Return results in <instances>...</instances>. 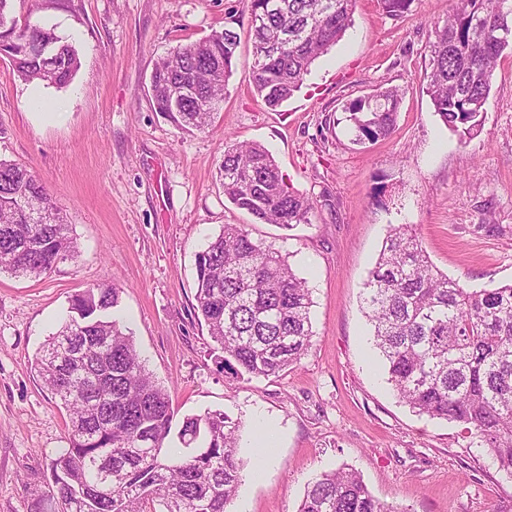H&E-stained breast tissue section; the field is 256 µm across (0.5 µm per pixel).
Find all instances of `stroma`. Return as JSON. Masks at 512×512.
Returning <instances> with one entry per match:
<instances>
[{
    "mask_svg": "<svg viewBox=\"0 0 512 512\" xmlns=\"http://www.w3.org/2000/svg\"><path fill=\"white\" fill-rule=\"evenodd\" d=\"M452 0L401 17L358 0L344 37L277 109L251 82L242 0H14L19 21L55 27L80 60L63 88L27 83L0 56V157L30 167L67 216L76 261L39 279L0 275V512H52L50 464L67 414L33 363L85 288L122 286L119 315L174 423L221 410L240 423L246 476L235 512H297L307 483L347 466L399 512H512V480L460 425L413 412L372 346L363 293L390 226L413 225L434 264L474 291L512 281V55L468 142L433 111L427 43ZM233 24L238 59L204 131L155 112V61ZM394 87L390 135L356 144L347 106ZM258 142L298 192L331 195L311 223L260 224L215 178L227 142ZM287 254L312 290L315 336L279 377L235 378L193 314L195 255L222 225Z\"/></svg>",
    "mask_w": 512,
    "mask_h": 512,
    "instance_id": "1",
    "label": "stroma"
}]
</instances>
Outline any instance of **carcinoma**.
I'll use <instances>...</instances> for the list:
<instances>
[{
    "instance_id": "1",
    "label": "carcinoma",
    "mask_w": 512,
    "mask_h": 512,
    "mask_svg": "<svg viewBox=\"0 0 512 512\" xmlns=\"http://www.w3.org/2000/svg\"><path fill=\"white\" fill-rule=\"evenodd\" d=\"M0 0V50L18 77L63 87L80 61L54 29L18 23ZM413 0H379L390 17ZM357 0H247L254 92L271 109L300 87L343 37ZM237 31L224 26L179 45L150 75L155 111L182 131L204 130L224 101ZM512 48V0H454L429 42L426 93L444 126L467 143L482 128L497 63ZM400 95L387 88L347 107L363 144L393 129ZM217 175L224 197L265 224L311 223L331 195L293 190L258 142L226 146ZM78 256L70 224L27 167L0 158V273L41 278ZM194 315L224 371L276 376L311 347L312 298L288 257L225 224L196 254ZM122 289L103 283L72 297L34 371L67 412L68 447L51 463L55 512H229L243 481L239 422L222 411L184 417L182 445L165 446L174 411L117 315ZM388 381L414 412L456 422L480 438L512 478V282L471 291L442 273L408 224L390 227L363 297ZM297 512H399L347 467L306 486Z\"/></svg>"
}]
</instances>
